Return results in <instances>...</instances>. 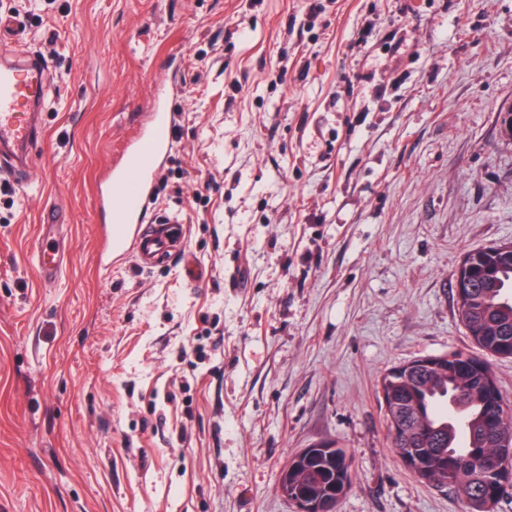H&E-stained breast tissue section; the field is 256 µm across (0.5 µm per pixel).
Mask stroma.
I'll return each instance as SVG.
<instances>
[{"label": "stroma", "mask_w": 512, "mask_h": 512, "mask_svg": "<svg viewBox=\"0 0 512 512\" xmlns=\"http://www.w3.org/2000/svg\"><path fill=\"white\" fill-rule=\"evenodd\" d=\"M48 94L0 181V512H296L336 441V512H466L391 449L377 382L472 349L455 274L512 241V0H0ZM147 218L184 255L100 266L98 185L159 92ZM72 259L45 285L42 210ZM351 463L344 448L321 442L303 448L280 471L279 488L288 500L300 499L319 512L335 505L351 486Z\"/></svg>", "instance_id": "obj_1"}]
</instances>
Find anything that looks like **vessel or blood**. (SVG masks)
Segmentation results:
<instances>
[{
	"label": "vessel or blood",
	"instance_id": "1",
	"mask_svg": "<svg viewBox=\"0 0 512 512\" xmlns=\"http://www.w3.org/2000/svg\"><path fill=\"white\" fill-rule=\"evenodd\" d=\"M47 85L41 67L35 65L0 68V173H9L16 183L26 180L25 168L41 128L32 103L43 101ZM173 117L164 102H157L136 141L114 164L98 190L104 207L112 211V222L105 228L102 256L104 266L113 259L133 256L150 268L171 252L182 249L185 226L175 215L155 218L145 225L142 213L157 183L163 162L172 146ZM63 223L54 211L42 218V245L35 256L44 284H54L65 265L59 231Z\"/></svg>",
	"mask_w": 512,
	"mask_h": 512
}]
</instances>
